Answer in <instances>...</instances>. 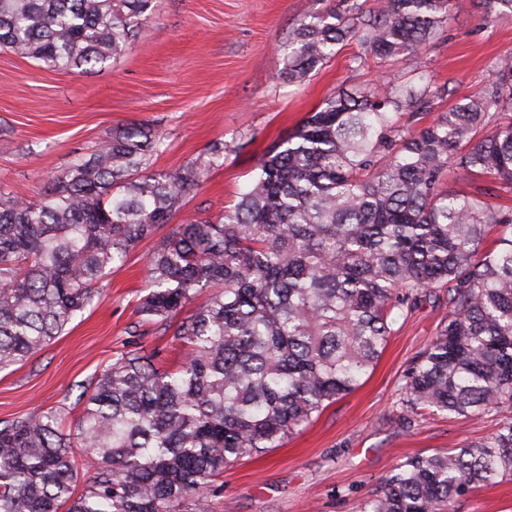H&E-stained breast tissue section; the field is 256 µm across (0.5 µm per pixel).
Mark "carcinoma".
<instances>
[{
    "label": "carcinoma",
    "mask_w": 512,
    "mask_h": 512,
    "mask_svg": "<svg viewBox=\"0 0 512 512\" xmlns=\"http://www.w3.org/2000/svg\"><path fill=\"white\" fill-rule=\"evenodd\" d=\"M484 17L512 0H481ZM465 0H339L293 30L280 73L302 82L336 47L400 62ZM157 0H0V48L88 73L121 54ZM431 77L326 97L263 157L216 220L154 244L133 336L186 348L175 367L133 344L56 411L0 426V512H209L231 464L277 448L361 385L395 317L437 288L448 312L402 378L411 411H512V206L448 188L451 173L512 193V53L428 124ZM163 138L127 124L37 203L0 193V370L37 353L102 297L112 265L171 222L198 163L150 170ZM207 301L188 313L196 296ZM92 461L80 482L78 460ZM512 476V415L491 436L397 464L359 512H455Z\"/></svg>",
    "instance_id": "1"
}]
</instances>
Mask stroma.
<instances>
[{"instance_id":"35a3bbf8","label":"stroma","mask_w":512,"mask_h":512,"mask_svg":"<svg viewBox=\"0 0 512 512\" xmlns=\"http://www.w3.org/2000/svg\"><path fill=\"white\" fill-rule=\"evenodd\" d=\"M336 0H158L155 21L126 50L89 73L54 71L0 49V190L40 200L75 159L95 153L115 128L138 123L163 137L153 170L205 164L198 192L173 223L214 219L233 205L253 168L321 101L342 87L386 83L398 70L426 71L441 88L435 112L476 94L493 63L512 50V15L486 21L476 0L447 34L403 65L361 58L354 42L301 85L279 77L283 48L307 14ZM224 157L210 163L213 144ZM152 240L114 265L100 304L27 360L0 371V421L64 409L75 423L80 397L134 338L137 303ZM446 296L421 299L398 316L394 333L362 385L337 400L281 447L229 466L212 512H359L396 465L490 436L500 413L472 418L408 414L402 375L447 313ZM457 512H512V478L461 500Z\"/></svg>"}]
</instances>
